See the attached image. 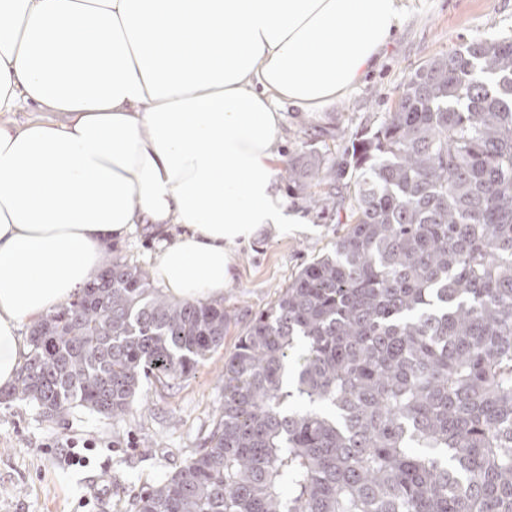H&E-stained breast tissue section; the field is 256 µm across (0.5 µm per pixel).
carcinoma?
I'll list each match as a JSON object with an SVG mask.
<instances>
[{
	"mask_svg": "<svg viewBox=\"0 0 512 512\" xmlns=\"http://www.w3.org/2000/svg\"><path fill=\"white\" fill-rule=\"evenodd\" d=\"M288 185L326 186L350 225L249 321L205 447L135 512H512V38L434 56L336 160L289 158ZM229 321L111 245L6 398L122 419Z\"/></svg>",
	"mask_w": 512,
	"mask_h": 512,
	"instance_id": "cac0c4a2",
	"label": "carcinoma"
}]
</instances>
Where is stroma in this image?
<instances>
[{
  "label": "stroma",
  "instance_id": "35a3bbf8",
  "mask_svg": "<svg viewBox=\"0 0 512 512\" xmlns=\"http://www.w3.org/2000/svg\"><path fill=\"white\" fill-rule=\"evenodd\" d=\"M479 35L512 37V0H405L400 29L378 67L346 97L318 112L283 108L282 157L307 145L336 155L355 134L380 126L418 68ZM277 181L288 209L305 221L259 229L249 246L236 249L224 287V344L193 374L169 386L145 385L121 420L76 409L49 421L31 404L0 401V512H134L135 493L204 447L224 401V360L249 320L347 230L321 188L307 197L289 194L282 169Z\"/></svg>",
  "mask_w": 512,
  "mask_h": 512
}]
</instances>
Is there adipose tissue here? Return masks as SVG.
Returning <instances> with one entry per match:
<instances>
[{
    "label": "adipose tissue",
    "mask_w": 512,
    "mask_h": 512,
    "mask_svg": "<svg viewBox=\"0 0 512 512\" xmlns=\"http://www.w3.org/2000/svg\"><path fill=\"white\" fill-rule=\"evenodd\" d=\"M402 0H0V387L21 321L68 304L107 244L184 232L156 255L205 300L231 246L301 223L276 180L281 108L318 112L384 54Z\"/></svg>",
    "instance_id": "ef3b65f1"
}]
</instances>
